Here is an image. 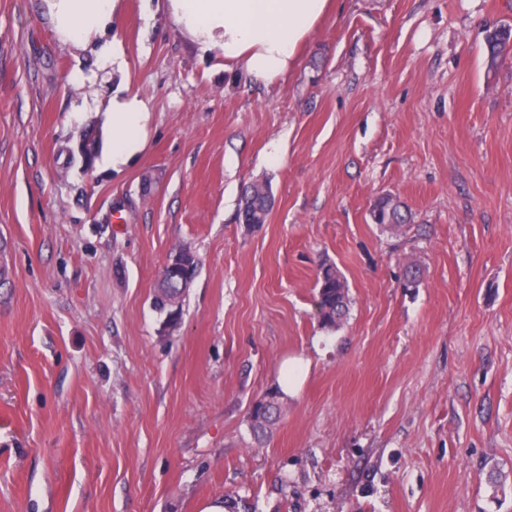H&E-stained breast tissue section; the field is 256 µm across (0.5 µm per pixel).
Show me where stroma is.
<instances>
[{
  "instance_id": "35a3bbf8",
  "label": "stroma",
  "mask_w": 512,
  "mask_h": 512,
  "mask_svg": "<svg viewBox=\"0 0 512 512\" xmlns=\"http://www.w3.org/2000/svg\"><path fill=\"white\" fill-rule=\"evenodd\" d=\"M503 23L512 0H337L263 85L124 0L150 140L112 173L80 145L116 80L40 0H0V512H512V58L490 74L484 52ZM256 181L274 206L253 226ZM385 195L400 231L371 219ZM183 245L200 268L167 330L151 301ZM323 262L351 298L332 331ZM292 358L307 373L257 443ZM271 205L258 194H251L248 187L243 193L239 208V220L246 224L267 222ZM374 224L392 229L403 226L408 218L404 204L391 196H383L374 201L371 209ZM315 308L323 328L336 330L349 313L348 286L331 264L321 265L315 284ZM281 413V403L276 395L269 399L257 402L251 411V428L257 437H263L267 429L279 418Z\"/></svg>"
}]
</instances>
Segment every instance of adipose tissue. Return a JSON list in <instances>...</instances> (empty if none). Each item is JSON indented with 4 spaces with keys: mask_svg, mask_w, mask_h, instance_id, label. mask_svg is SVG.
<instances>
[{
    "mask_svg": "<svg viewBox=\"0 0 512 512\" xmlns=\"http://www.w3.org/2000/svg\"><path fill=\"white\" fill-rule=\"evenodd\" d=\"M123 0H42L57 40L78 49L95 46L101 68L124 74L123 42L112 21ZM334 0H164L171 27L202 53L219 52L224 70H240L268 84L294 69L301 46L330 12ZM147 103L124 86L108 101L98 168L119 172L149 144Z\"/></svg>",
    "mask_w": 512,
    "mask_h": 512,
    "instance_id": "obj_1",
    "label": "adipose tissue"
}]
</instances>
